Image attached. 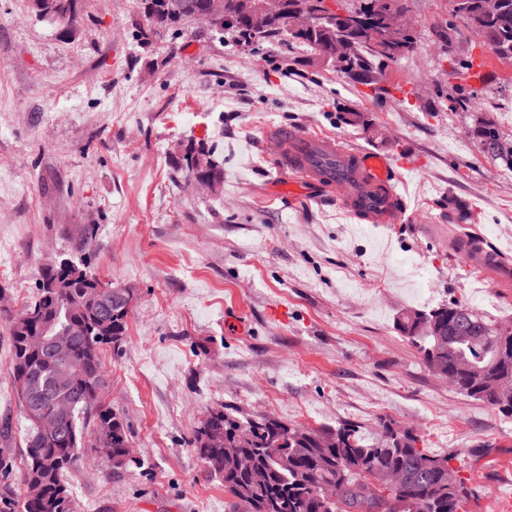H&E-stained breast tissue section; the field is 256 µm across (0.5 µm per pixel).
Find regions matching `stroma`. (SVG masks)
<instances>
[{
	"label": "stroma",
	"instance_id": "35a3bbf8",
	"mask_svg": "<svg viewBox=\"0 0 512 512\" xmlns=\"http://www.w3.org/2000/svg\"><path fill=\"white\" fill-rule=\"evenodd\" d=\"M408 3L417 48L373 91L312 53L251 55L193 24L142 45L135 0H85L68 27L0 0V300L19 312L44 265L84 249L136 296L103 361L105 401L139 464L82 462L69 478L77 512H241L190 444L221 405L367 436L415 430L452 455L467 512H506L512 418L429 372L396 320L457 301L512 321V287L451 248L472 237L512 263V167L467 135L489 121L512 144V60L475 43L446 0ZM469 56L480 78L448 71ZM456 88L470 103L452 112ZM350 109L364 126L346 122ZM272 125L394 158L402 221L370 224L289 191L263 140ZM191 143L222 164L220 190L175 168ZM8 343L0 317V452L15 454L25 422Z\"/></svg>",
	"mask_w": 512,
	"mask_h": 512
}]
</instances>
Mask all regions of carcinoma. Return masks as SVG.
<instances>
[{"mask_svg": "<svg viewBox=\"0 0 512 512\" xmlns=\"http://www.w3.org/2000/svg\"><path fill=\"white\" fill-rule=\"evenodd\" d=\"M83 0H30L35 15L62 26L71 24ZM149 32L178 33L191 20L195 8L208 0H136ZM452 15L483 29L488 47L502 59H512V0H499L498 10L486 15L483 0H452ZM336 25L323 26L297 35L283 19L262 33L252 20L229 13L218 32L252 52L275 39L287 50L326 47L336 37ZM354 50L336 75L353 84L380 89L391 64L413 53L417 34L401 33L395 46L398 56L383 55L365 40L348 34ZM181 168L194 178L223 177V167L210 151L192 145L185 148ZM55 271L46 267L36 282L31 303L8 318L10 381L18 398L36 400L51 411L64 404L66 414L58 430L38 434L27 421L20 458L0 455V512H76L67 477L86 459L99 433L112 431L114 444L109 464L126 470L130 455L128 427L103 400L107 387L101 354L116 347L128 330L129 312L102 310L85 303V294L97 287L99 276L89 281L80 276L67 288H54ZM433 320L443 336H420L419 320ZM84 322L88 334L72 337L71 373L60 375L56 364L44 355L40 343L68 334L73 322ZM397 329L418 344L423 362L437 375L455 371L468 360L473 372L459 377L457 391L480 401L504 417H512L509 395L498 394L492 383L500 378L512 382V335L496 334L498 323L462 303H449L428 312L410 311L396 320ZM421 436L412 429L387 427L367 440L350 426L316 429L287 425L275 418H252L225 407L207 412L194 431L191 445L206 470L224 484L243 512H466L470 491L452 466L451 455L434 454L417 447ZM20 471L23 480L41 482L43 495L37 501H18L9 478ZM401 473V486L383 481L388 472Z\"/></svg>", "mask_w": 512, "mask_h": 512, "instance_id": "obj_1", "label": "carcinoma"}]
</instances>
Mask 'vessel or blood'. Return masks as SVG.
Listing matches in <instances>:
<instances>
[{
	"mask_svg": "<svg viewBox=\"0 0 512 512\" xmlns=\"http://www.w3.org/2000/svg\"><path fill=\"white\" fill-rule=\"evenodd\" d=\"M265 140L275 148L277 169L319 191L337 192L352 217L372 224H395L402 218L405 202L397 190L396 165L390 157L293 127H270ZM469 260L497 283H512V264L497 252L482 249L470 253Z\"/></svg>",
	"mask_w": 512,
	"mask_h": 512,
	"instance_id": "1",
	"label": "vessel or blood"
}]
</instances>
